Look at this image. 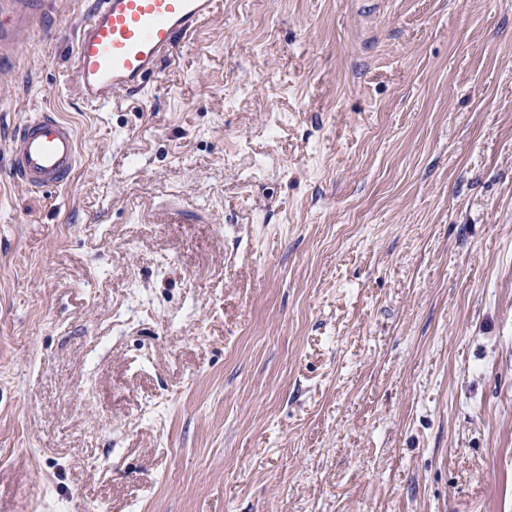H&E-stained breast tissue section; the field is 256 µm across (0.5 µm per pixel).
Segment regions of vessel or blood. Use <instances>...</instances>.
I'll use <instances>...</instances> for the list:
<instances>
[{
	"mask_svg": "<svg viewBox=\"0 0 512 512\" xmlns=\"http://www.w3.org/2000/svg\"><path fill=\"white\" fill-rule=\"evenodd\" d=\"M45 0H0V67L22 50L20 35L41 15ZM222 0H94L74 44L81 98L103 106L114 94H139L179 42L216 17ZM8 168L25 189L71 185L80 162L74 127L53 108L29 112L8 144Z\"/></svg>",
	"mask_w": 512,
	"mask_h": 512,
	"instance_id": "vessel-or-blood-1",
	"label": "vessel or blood"
}]
</instances>
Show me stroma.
<instances>
[{
  "instance_id": "obj_1",
  "label": "stroma",
  "mask_w": 512,
  "mask_h": 512,
  "mask_svg": "<svg viewBox=\"0 0 512 512\" xmlns=\"http://www.w3.org/2000/svg\"><path fill=\"white\" fill-rule=\"evenodd\" d=\"M94 0L0 69V512H512V0H224L143 94ZM7 153L13 179L33 192L71 185L80 162L74 127L50 107L24 115Z\"/></svg>"
}]
</instances>
